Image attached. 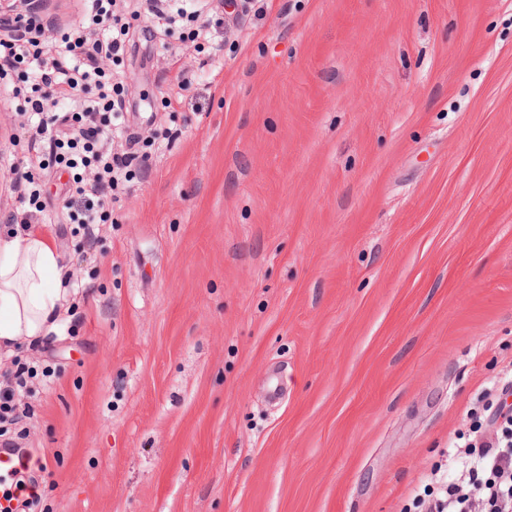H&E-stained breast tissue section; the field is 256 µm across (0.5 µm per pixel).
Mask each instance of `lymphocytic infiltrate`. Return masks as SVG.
Wrapping results in <instances>:
<instances>
[{
    "label": "lymphocytic infiltrate",
    "instance_id": "1",
    "mask_svg": "<svg viewBox=\"0 0 512 512\" xmlns=\"http://www.w3.org/2000/svg\"><path fill=\"white\" fill-rule=\"evenodd\" d=\"M112 5L113 0H87L84 21L55 43L23 35L0 38V72L26 65L32 80L27 99L34 116L32 155L27 170L16 171L14 183H33L36 172L53 164L67 169L77 207L73 220L90 244L98 225L109 218L118 185L114 172L125 164L98 146L101 121L119 118L124 109L102 67L118 58L129 34L128 23L114 18ZM81 89L88 96L80 100L75 93ZM63 102L69 112H60ZM494 398L485 407V428L469 443L459 470L462 485L474 488V495L445 484L429 512H512V382L497 388Z\"/></svg>",
    "mask_w": 512,
    "mask_h": 512
}]
</instances>
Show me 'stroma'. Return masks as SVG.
Instances as JSON below:
<instances>
[{
    "label": "stroma",
    "instance_id": "1",
    "mask_svg": "<svg viewBox=\"0 0 512 512\" xmlns=\"http://www.w3.org/2000/svg\"><path fill=\"white\" fill-rule=\"evenodd\" d=\"M82 0H44L51 41ZM130 18L105 146L147 156L87 245L0 102V236L64 255L23 347L37 512H408L512 378V0H205ZM187 83L179 91V83ZM147 2L153 19L163 26L176 24L178 21L183 19L184 16L188 15V13L191 17H194L199 11H201V9H194L188 12L187 8L183 6L174 9L169 4L170 1L167 0H149Z\"/></svg>",
    "mask_w": 512,
    "mask_h": 512
}]
</instances>
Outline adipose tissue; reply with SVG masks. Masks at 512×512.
I'll return each mask as SVG.
<instances>
[{"label": "adipose tissue", "mask_w": 512, "mask_h": 512, "mask_svg": "<svg viewBox=\"0 0 512 512\" xmlns=\"http://www.w3.org/2000/svg\"><path fill=\"white\" fill-rule=\"evenodd\" d=\"M65 267L63 255L39 234L0 238V357L59 331L68 297Z\"/></svg>", "instance_id": "ef3b65f1"}]
</instances>
